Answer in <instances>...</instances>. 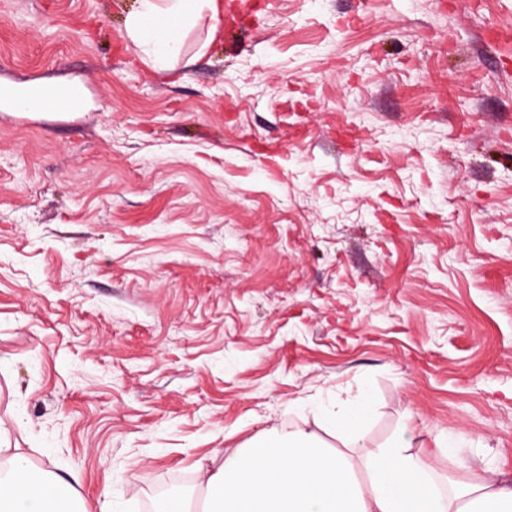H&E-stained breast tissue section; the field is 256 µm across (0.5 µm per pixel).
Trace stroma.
Segmentation results:
<instances>
[{"label":"stroma","instance_id":"obj_1","mask_svg":"<svg viewBox=\"0 0 512 512\" xmlns=\"http://www.w3.org/2000/svg\"><path fill=\"white\" fill-rule=\"evenodd\" d=\"M138 0H0V448L87 512L368 388L441 473L512 485V25L500 0H270L155 69ZM16 98H24L46 114L62 116L68 114L77 100V93L72 88L62 85L47 90L37 83L22 87L0 84V104L9 103Z\"/></svg>","mask_w":512,"mask_h":512}]
</instances>
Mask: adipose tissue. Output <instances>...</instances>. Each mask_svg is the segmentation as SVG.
<instances>
[{"instance_id": "adipose-tissue-1", "label": "adipose tissue", "mask_w": 512, "mask_h": 512, "mask_svg": "<svg viewBox=\"0 0 512 512\" xmlns=\"http://www.w3.org/2000/svg\"><path fill=\"white\" fill-rule=\"evenodd\" d=\"M223 10L221 0H139L126 30L161 69L181 53L180 27L205 12L221 23ZM371 416L366 397L331 412L328 429L341 442L337 448L290 429L226 453L216 469L199 474L207 512H512V487L488 469L454 495L441 494L435 475L442 451H414L407 425L352 461L346 450L364 440ZM62 499L68 512H77L72 491L25 457H14L10 473L0 476V512H57Z\"/></svg>"}]
</instances>
